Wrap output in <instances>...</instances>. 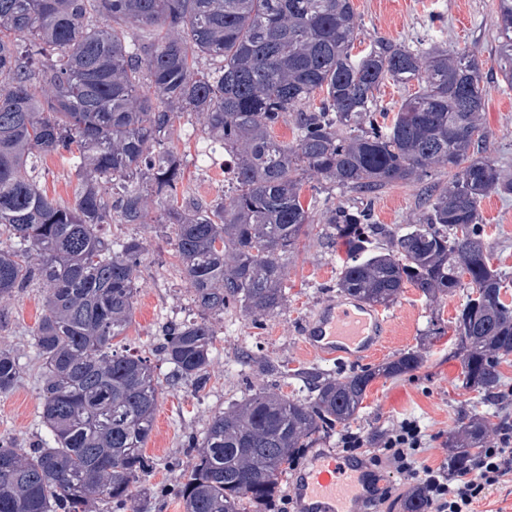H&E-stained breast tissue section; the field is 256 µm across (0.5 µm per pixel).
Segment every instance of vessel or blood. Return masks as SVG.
Instances as JSON below:
<instances>
[{
  "mask_svg": "<svg viewBox=\"0 0 512 512\" xmlns=\"http://www.w3.org/2000/svg\"><path fill=\"white\" fill-rule=\"evenodd\" d=\"M387 332L381 312L344 300L324 305L304 327V344L320 356L360 358L374 352ZM297 512H364L372 495L368 469L340 455L314 457L292 484Z\"/></svg>",
  "mask_w": 512,
  "mask_h": 512,
  "instance_id": "obj_1",
  "label": "vessel or blood"
}]
</instances>
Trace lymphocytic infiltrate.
I'll return each instance as SVG.
<instances>
[{"instance_id": "lymphocytic-infiltrate-1", "label": "lymphocytic infiltrate", "mask_w": 512, "mask_h": 512, "mask_svg": "<svg viewBox=\"0 0 512 512\" xmlns=\"http://www.w3.org/2000/svg\"><path fill=\"white\" fill-rule=\"evenodd\" d=\"M427 433L418 420L407 418L385 433L377 448L365 451L360 436L344 434L341 451L346 456L365 459L367 465L388 463L404 481L425 498L427 512H474V503L487 492L512 477V423L499 422L493 442L477 454L471 469L448 477L444 471L424 465L420 455Z\"/></svg>"}]
</instances>
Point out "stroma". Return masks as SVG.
Instances as JSON below:
<instances>
[{"instance_id":"35a3bbf8","label":"stroma","mask_w":512,"mask_h":512,"mask_svg":"<svg viewBox=\"0 0 512 512\" xmlns=\"http://www.w3.org/2000/svg\"><path fill=\"white\" fill-rule=\"evenodd\" d=\"M362 21V37H382L417 50L439 44L451 51L476 55L491 72L486 88L482 124L486 150L504 176L512 178V88L494 79L497 0H353ZM172 145L186 161V196L210 200L228 189L231 176L223 167L199 165L197 158L207 145L194 117L185 115L176 124ZM451 173L443 167L427 176L400 182L373 193L353 192L322 177L302 181L301 201L313 219L285 262L288 299L278 311L255 316L238 308L210 316L214 330L211 379L203 392L187 383L171 385L172 367L160 354L162 330L173 322L196 316L192 296L180 278L181 266L175 242L150 224H110V237L136 235L145 251L137 274L138 291L133 317L122 342L125 347L150 357L161 382L154 428L145 453L155 465L134 487L131 512H184L174 487L180 469L189 458L184 448L189 434H201L209 417L242 402L253 391L273 388L303 400L308 398L305 373H344L386 363L404 352L421 357L415 370L394 378H376L368 387L358 415L299 451L300 464L318 454L338 452L343 434L362 436L374 446L381 435L403 419L420 421L430 439L421 458L434 468L448 464V436L470 418L496 424L512 416V401H497L463 384L462 366L454 358L455 321L472 291L462 283L452 294L426 299L413 286L403 291L383 311L389 331L379 348L357 360H327L303 344L307 319L327 301L339 298L336 286L346 261L344 247L328 242L326 212L338 206L366 209L383 234L378 239L389 248L393 238L409 225L422 221L429 196L448 184ZM41 188L49 197L70 203L76 182L69 164L58 156L46 157L37 171ZM485 240L491 263L504 276L505 300L512 303V195L491 194L480 204ZM44 288L20 291L4 306L7 323L0 325V348H9L23 364L18 386L0 395V439L29 448L46 430L39 418L40 377L44 372L30 336L43 313Z\"/></svg>"}]
</instances>
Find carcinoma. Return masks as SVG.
<instances>
[{
	"label": "carcinoma",
	"mask_w": 512,
	"mask_h": 512,
	"mask_svg": "<svg viewBox=\"0 0 512 512\" xmlns=\"http://www.w3.org/2000/svg\"><path fill=\"white\" fill-rule=\"evenodd\" d=\"M496 53L512 86V0H498ZM362 23L352 0H0V301L44 287L31 331L45 365L40 419L49 438L27 451L0 440V512H123L153 468L159 381L148 357L118 338L132 321L144 242L107 238L106 224H158L173 235L181 276L203 313L276 311L283 260L310 223L302 176L372 191L453 171L425 218L373 245L364 210L332 209L327 239L346 248L340 293L386 305L410 284L426 297L476 288L455 322L463 383L491 392L512 354V306L479 224L481 201L512 194L485 155L483 63L379 39L353 53ZM387 81L418 90L390 123L377 120ZM233 159L230 190L183 191L184 158L170 148L177 119ZM293 120L292 143L273 128ZM69 157L73 204L49 197L38 160ZM157 199L152 219L145 199ZM214 331L203 317L168 326L160 352L171 382H209ZM410 352L376 369L311 376L298 401L261 389L210 416L184 447V512H241L270 503L295 453L355 416L368 386L418 367ZM0 348V395L20 381ZM489 432L474 419L448 439V474L471 465Z\"/></svg>",
	"instance_id": "carcinoma-1"
}]
</instances>
